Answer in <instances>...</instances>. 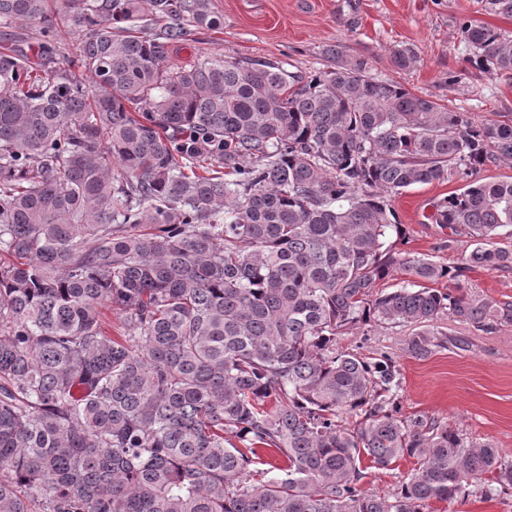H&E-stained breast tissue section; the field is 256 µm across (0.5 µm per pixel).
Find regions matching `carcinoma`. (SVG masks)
I'll use <instances>...</instances> for the list:
<instances>
[{
    "mask_svg": "<svg viewBox=\"0 0 512 512\" xmlns=\"http://www.w3.org/2000/svg\"><path fill=\"white\" fill-rule=\"evenodd\" d=\"M222 24L212 0H0V27L40 33L0 48V512H429L508 493L511 456L399 416L395 356L336 342L398 324L425 360L445 316L512 324V301L465 285L512 269V180L479 176L512 159V119L476 122L337 45L310 75L171 63L189 27ZM61 26L78 42L50 70ZM461 33L480 72L512 77V40ZM453 179L432 221L450 243L466 231L460 263L397 248L391 197ZM397 270L407 284L374 292ZM406 458L391 493L361 488L365 462Z\"/></svg>",
    "mask_w": 512,
    "mask_h": 512,
    "instance_id": "carcinoma-1",
    "label": "carcinoma"
}]
</instances>
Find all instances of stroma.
Returning a JSON list of instances; mask_svg holds the SVG:
<instances>
[{
    "instance_id": "stroma-1",
    "label": "stroma",
    "mask_w": 512,
    "mask_h": 512,
    "mask_svg": "<svg viewBox=\"0 0 512 512\" xmlns=\"http://www.w3.org/2000/svg\"><path fill=\"white\" fill-rule=\"evenodd\" d=\"M224 19L221 29L196 27L175 46L178 64L224 54L273 61L306 75L325 67L326 50L342 46L346 55L368 60L379 80L401 83L415 94L439 101L475 120L512 118V78L479 72L463 41L464 22L488 25L512 37V16L487 11L482 0H212ZM409 47L415 62L406 69L394 53ZM457 181L418 185L397 195L393 205L406 231L408 250L456 265L467 238L449 236L433 223L439 199L460 189ZM442 328L459 341L417 360L402 353L405 328L355 329L339 348L394 353L400 369L401 412L425 414L463 430L473 441H491L512 452V325L491 331L445 319Z\"/></svg>"
}]
</instances>
